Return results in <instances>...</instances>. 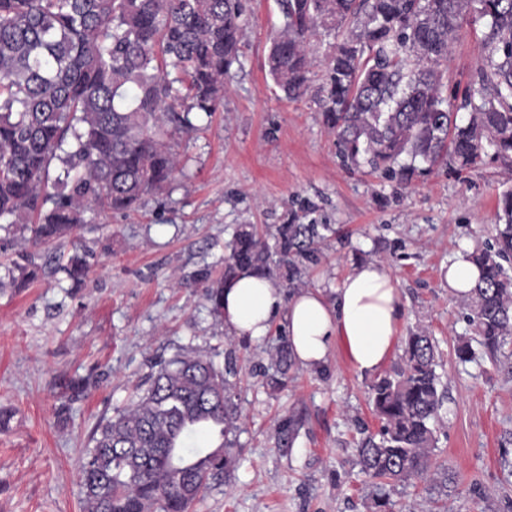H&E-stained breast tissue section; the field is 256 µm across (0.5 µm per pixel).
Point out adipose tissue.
Here are the masks:
<instances>
[{
	"label": "adipose tissue",
	"instance_id": "1",
	"mask_svg": "<svg viewBox=\"0 0 512 512\" xmlns=\"http://www.w3.org/2000/svg\"><path fill=\"white\" fill-rule=\"evenodd\" d=\"M279 316L300 367L319 369L340 342L355 371L371 375L394 354L401 301L389 268L379 261L355 265L337 287L302 288L289 296L255 271L239 272L226 284L224 327L229 333L262 338Z\"/></svg>",
	"mask_w": 512,
	"mask_h": 512
}]
</instances>
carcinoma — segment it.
Segmentation results:
<instances>
[{"label":"carcinoma","mask_w":512,"mask_h":512,"mask_svg":"<svg viewBox=\"0 0 512 512\" xmlns=\"http://www.w3.org/2000/svg\"><path fill=\"white\" fill-rule=\"evenodd\" d=\"M283 27L268 72L287 99L305 94L320 31L353 26L326 61L320 98L345 166L383 171L408 186L417 164L460 168L487 156L512 163V0H279ZM481 21L487 63L472 78L456 122L433 68L463 25ZM246 22L239 0H0V220L31 233L35 248L71 239L63 266L79 284L93 254L74 238L87 215L136 210L179 166L173 137L195 129L224 99L241 64ZM406 156L410 163H400ZM57 175H52L53 171ZM494 242L474 252L480 271L460 298L492 357L512 338V186L497 199ZM327 224H281L274 246L253 225L228 243L224 276L206 285L224 314V282L242 270L275 273L292 293L320 263ZM34 262L7 270L25 285ZM264 385L279 390L295 366L288 336L269 347ZM437 346L421 327L406 336L397 364L370 387L380 421L356 453L372 481L375 512L400 489L432 475L442 406ZM236 362L177 352L159 362L147 388L102 419L80 466L83 512H193L211 481L234 465L230 448L243 414ZM290 414L275 440L288 449L301 428Z\"/></svg>","instance_id":"carcinoma-1"}]
</instances>
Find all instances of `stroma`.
Listing matches in <instances>:
<instances>
[{"label":"stroma","mask_w":512,"mask_h":512,"mask_svg":"<svg viewBox=\"0 0 512 512\" xmlns=\"http://www.w3.org/2000/svg\"><path fill=\"white\" fill-rule=\"evenodd\" d=\"M247 21L240 63L212 115L192 114L180 135L182 163L167 188L137 211L110 213L80 236L93 252L75 285L62 267L69 241L35 258L28 287L0 286V512H82L80 462L98 424L123 408L159 358L195 350L223 364L237 358L244 424L229 477L213 482L194 512H371L372 486L356 448L379 423L368 401L372 377L357 374L343 346L320 370L294 369L280 391L258 374L269 340L228 334L206 285L224 271L237 225L271 239L282 224H328L312 288H333L354 265L385 262L399 288L400 336L423 327L438 344L445 392L436 458L447 494L431 481L393 498V512H512V339L497 358L456 349L475 343L469 312L445 274L460 247L491 243L495 195L512 167L442 164L399 185L382 172L348 168L318 105L323 66L310 88L287 100L265 68L283 16L277 0H241ZM483 24L467 25L438 70L447 90L464 89L486 56ZM344 242H337V235ZM88 388L71 397L70 381ZM303 419L292 448L274 444L276 422Z\"/></svg>","instance_id":"1"}]
</instances>
